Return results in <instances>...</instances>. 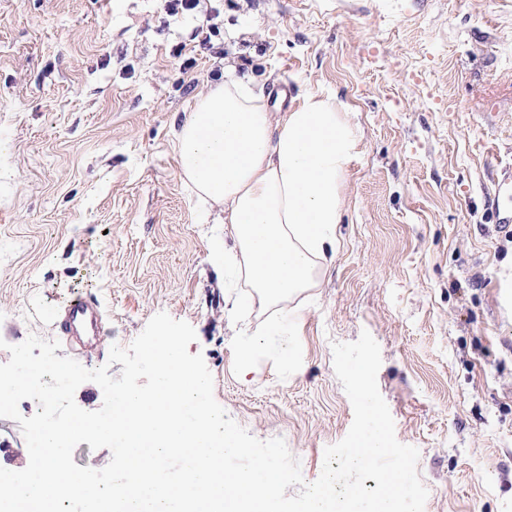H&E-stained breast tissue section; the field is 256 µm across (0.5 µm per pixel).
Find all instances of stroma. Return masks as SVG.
Segmentation results:
<instances>
[{
  "label": "stroma",
  "instance_id": "obj_1",
  "mask_svg": "<svg viewBox=\"0 0 512 512\" xmlns=\"http://www.w3.org/2000/svg\"><path fill=\"white\" fill-rule=\"evenodd\" d=\"M205 5L223 18L211 52L163 0H0V364L56 339L48 312L84 294L108 315L97 346L57 354L116 377L111 347L167 313L227 415L283 438L310 483L353 421L332 345L366 331L424 512H512V0ZM228 61L268 104L279 83L291 105L332 96L359 130L336 255L290 301L213 266L173 149Z\"/></svg>",
  "mask_w": 512,
  "mask_h": 512
}]
</instances>
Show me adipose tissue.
Wrapping results in <instances>:
<instances>
[{"label":"adipose tissue","mask_w":512,"mask_h":512,"mask_svg":"<svg viewBox=\"0 0 512 512\" xmlns=\"http://www.w3.org/2000/svg\"><path fill=\"white\" fill-rule=\"evenodd\" d=\"M358 129L332 97L306 96L272 118L263 93L234 70L198 98L176 135L182 177L198 220L226 225L237 249L213 242L266 301L315 287L336 252L341 192Z\"/></svg>","instance_id":"1"}]
</instances>
